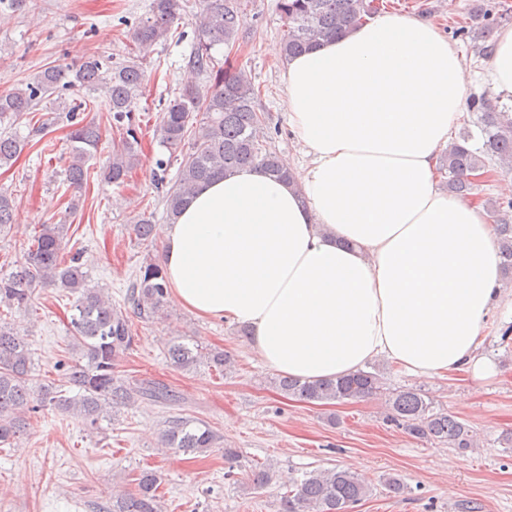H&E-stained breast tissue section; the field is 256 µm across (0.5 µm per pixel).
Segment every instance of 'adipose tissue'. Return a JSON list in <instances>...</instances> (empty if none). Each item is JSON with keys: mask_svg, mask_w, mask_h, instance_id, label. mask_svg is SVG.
Instances as JSON below:
<instances>
[{"mask_svg": "<svg viewBox=\"0 0 512 512\" xmlns=\"http://www.w3.org/2000/svg\"><path fill=\"white\" fill-rule=\"evenodd\" d=\"M296 182L218 179L164 225L173 299L246 326L264 366L307 381L375 358L412 375L493 372L479 346L503 298L486 208L439 188L465 65L432 23L386 14L284 62ZM487 72L512 102V28Z\"/></svg>", "mask_w": 512, "mask_h": 512, "instance_id": "adipose-tissue-1", "label": "adipose tissue"}]
</instances>
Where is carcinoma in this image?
I'll return each mask as SVG.
<instances>
[{"mask_svg": "<svg viewBox=\"0 0 512 512\" xmlns=\"http://www.w3.org/2000/svg\"><path fill=\"white\" fill-rule=\"evenodd\" d=\"M189 0H152L148 16L133 30L127 60L116 64L104 55L86 56L76 65H49L33 74L23 87L0 93V121L28 118L35 112V100L51 95L57 88L97 92L119 130L112 142V155L102 168L103 179L123 185L139 163V123L135 118L145 74L143 63L154 47L167 41L174 23L188 8ZM242 0H202L198 41L188 57L187 67L205 78V84H188L169 101L158 129L162 146L175 153L190 141L179 170L164 196L166 215L176 219L194 194L216 178L244 168L259 170L288 181L295 172L284 169L275 150L266 142V121L255 108L257 91L246 71L213 55L214 46L234 47L243 38L240 27ZM276 8L285 21L283 53L287 57L305 53L330 36H341L353 26L367 22L384 8L379 0H277ZM469 32L485 42L482 54L491 50L489 41L499 24L487 0H470ZM477 115L476 127L482 146L472 148L474 135L463 129L448 143L439 158V171L446 177L448 191L467 196L475 187L471 174L483 172L486 161L497 162L512 171V113L487 94L470 100ZM101 126L82 120L69 133L71 151L65 169L68 188L79 192L90 173L86 162L102 141ZM28 140L6 132L0 134V165L18 157ZM495 217L497 241L503 268L512 273V198L485 200ZM16 202L0 192V236L15 223ZM68 227L43 224L28 243L21 245L24 261L0 276V304L26 310L39 288H60L76 297L71 317L72 349L79 352L71 366L69 388L36 383L31 376L32 352L26 338L12 327L0 325V446H11L29 430L25 412L51 409L81 416L92 430L100 421L112 418L137 400L165 403L173 400L168 386L152 379L131 383L116 370L120 355L131 350L134 330L129 314L148 321L167 303V278L161 264L147 262L135 274L123 305L112 303L103 289L90 286L81 266V252L65 256ZM139 244L154 247V224L143 215L132 228ZM166 360L189 371L201 364L222 374L232 359L224 351L194 342L173 340ZM286 396L313 402L357 400L384 389L380 369H360L335 380L301 382L283 376L274 380ZM391 417L406 423L412 436L432 440L450 448L476 446L473 430L459 417L438 410L434 402L417 389L401 390L388 399ZM162 447L186 455L224 448V458L233 460L237 450L224 446V436L210 425L176 417L161 432ZM270 469L252 471L245 488L258 490L272 484ZM161 477L143 470L134 489L112 497V512H162ZM364 478L346 469H319L304 475L295 490L281 499L280 512H352L354 506L372 494Z\"/></svg>", "mask_w": 512, "mask_h": 512, "instance_id": "obj_1", "label": "carcinoma"}]
</instances>
